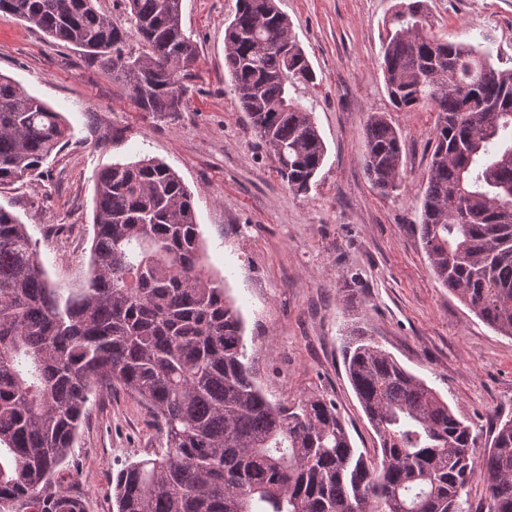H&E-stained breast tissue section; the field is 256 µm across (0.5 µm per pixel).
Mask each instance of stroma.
<instances>
[{
  "mask_svg": "<svg viewBox=\"0 0 512 512\" xmlns=\"http://www.w3.org/2000/svg\"><path fill=\"white\" fill-rule=\"evenodd\" d=\"M316 80L297 88L326 145L314 187L288 190L241 112L224 70L236 0H183L197 47L185 111H139L125 88L72 46L0 16V72L65 116L70 137L44 175L0 191L39 243L53 284L89 277L95 176L118 160L155 157L194 199L204 265L239 309L257 383L271 401L334 400L352 444L377 437L349 383L343 345L362 330L425 380L488 446L512 418V337L479 320L435 279L414 230L432 155L429 107L393 111L380 68L395 0H276ZM434 36L488 49L512 68V0H427ZM385 113L402 138L400 189L370 182L364 125ZM162 443L153 416L121 388L97 392L57 483L85 512H116L112 479Z\"/></svg>",
  "mask_w": 512,
  "mask_h": 512,
  "instance_id": "35a3bbf8",
  "label": "stroma"
}]
</instances>
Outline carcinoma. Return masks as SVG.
<instances>
[{"mask_svg":"<svg viewBox=\"0 0 512 512\" xmlns=\"http://www.w3.org/2000/svg\"><path fill=\"white\" fill-rule=\"evenodd\" d=\"M96 0H0V12L74 46L123 84L141 112H183L197 58L182 0H125L128 31ZM224 68L241 111L295 194L326 146L291 88L316 76L276 0H237ZM424 0H399L381 70L393 107L436 112L417 231L436 280L512 336V69L471 43L429 34ZM69 137L62 113L0 73V189L41 176ZM373 187L401 186V138L368 116ZM91 275L52 284L27 225L0 207V512H84L52 477L72 450L90 395H134L165 443L121 469L117 512H512V418L482 455L472 427L424 380L357 334L347 375L379 442L352 446L336 403L268 400L247 363L239 311L203 264L191 194L163 161L115 162L95 180Z\"/></svg>","mask_w":512,"mask_h":512,"instance_id":"1","label":"carcinoma"}]
</instances>
